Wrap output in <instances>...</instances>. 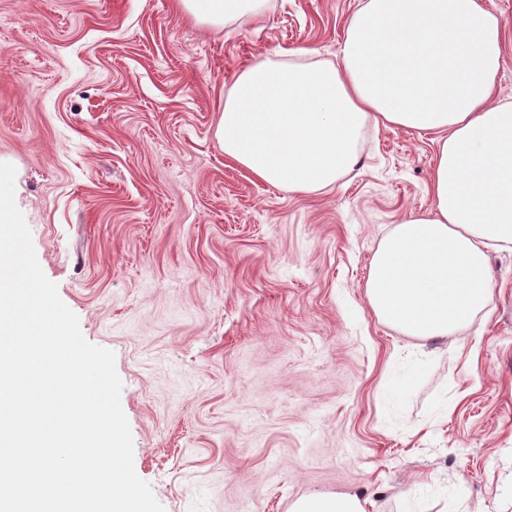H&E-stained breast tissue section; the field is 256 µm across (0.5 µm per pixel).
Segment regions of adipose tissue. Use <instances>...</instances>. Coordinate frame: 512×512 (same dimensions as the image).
Returning <instances> with one entry per match:
<instances>
[{"mask_svg":"<svg viewBox=\"0 0 512 512\" xmlns=\"http://www.w3.org/2000/svg\"><path fill=\"white\" fill-rule=\"evenodd\" d=\"M265 0H180L221 25ZM503 30L481 0H364L338 63L259 60L224 96V155L268 184L331 185L358 161L367 124L436 134L432 210L394 225L366 282L377 317L447 336L493 299L488 248L512 250V103L495 98Z\"/></svg>","mask_w":512,"mask_h":512,"instance_id":"adipose-tissue-1","label":"adipose tissue"}]
</instances>
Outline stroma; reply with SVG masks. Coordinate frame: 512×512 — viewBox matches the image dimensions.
<instances>
[{"label": "stroma", "instance_id": "1", "mask_svg": "<svg viewBox=\"0 0 512 512\" xmlns=\"http://www.w3.org/2000/svg\"><path fill=\"white\" fill-rule=\"evenodd\" d=\"M362 0H266L220 26L177 0H0V163L37 259L115 354L137 475L165 512H512V251L445 338L365 297L394 224L429 210L438 142L366 126L355 168L289 192L225 157L236 75L283 50L339 60ZM496 97L512 102V0ZM410 362L401 411L379 390ZM299 512H364L354 498L313 496L303 500Z\"/></svg>", "mask_w": 512, "mask_h": 512}]
</instances>
